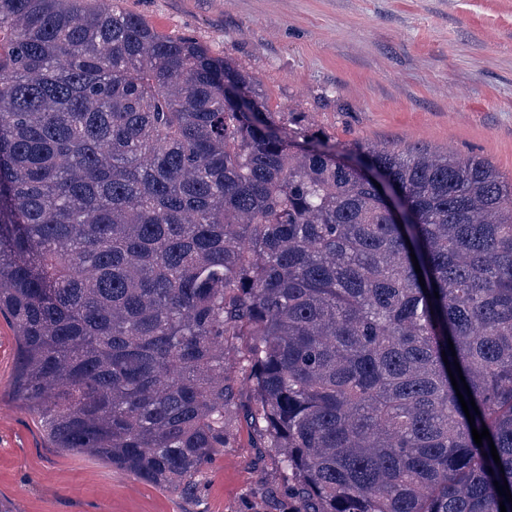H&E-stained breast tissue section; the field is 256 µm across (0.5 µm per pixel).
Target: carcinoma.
<instances>
[{"label": "carcinoma", "mask_w": 512, "mask_h": 512, "mask_svg": "<svg viewBox=\"0 0 512 512\" xmlns=\"http://www.w3.org/2000/svg\"><path fill=\"white\" fill-rule=\"evenodd\" d=\"M0 316L55 448L188 491L238 375L281 512H512V180L343 155L118 0H0Z\"/></svg>", "instance_id": "1"}]
</instances>
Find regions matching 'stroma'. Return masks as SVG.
<instances>
[{"label":"stroma","mask_w":512,"mask_h":512,"mask_svg":"<svg viewBox=\"0 0 512 512\" xmlns=\"http://www.w3.org/2000/svg\"><path fill=\"white\" fill-rule=\"evenodd\" d=\"M158 31L194 35L253 72L271 109L333 143L477 155L512 177V0H130ZM18 341L0 318V512H277L269 448H228L172 493L50 447L10 390Z\"/></svg>","instance_id":"stroma-1"}]
</instances>
